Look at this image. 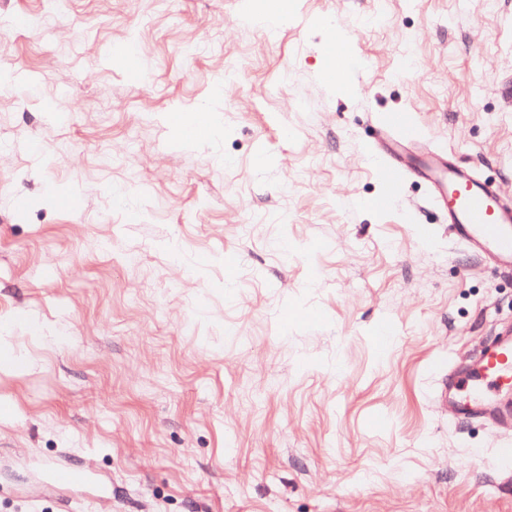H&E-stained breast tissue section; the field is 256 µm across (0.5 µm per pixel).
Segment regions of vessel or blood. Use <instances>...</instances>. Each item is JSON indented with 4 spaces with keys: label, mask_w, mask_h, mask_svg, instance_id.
<instances>
[{
    "label": "vessel or blood",
    "mask_w": 512,
    "mask_h": 512,
    "mask_svg": "<svg viewBox=\"0 0 512 512\" xmlns=\"http://www.w3.org/2000/svg\"><path fill=\"white\" fill-rule=\"evenodd\" d=\"M370 152L387 180H417L428 188L430 204L448 219L453 239L482 259L512 269V199L495 182L454 154H442L411 127L399 112L383 115L374 125ZM512 389V334L501 333L486 349L476 369L443 374L436 392L457 417L480 420L512 431V412L498 411L489 392Z\"/></svg>",
    "instance_id": "b4317fda"
}]
</instances>
